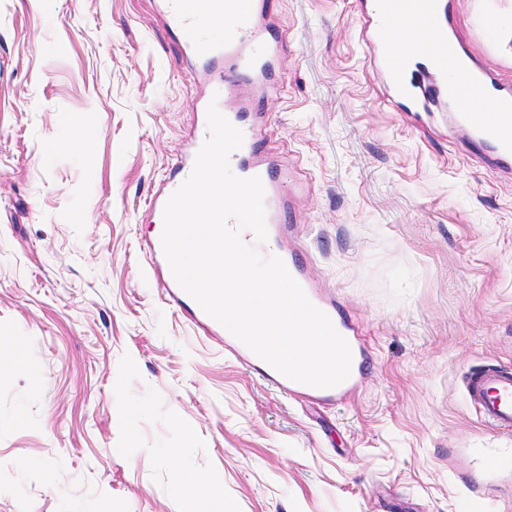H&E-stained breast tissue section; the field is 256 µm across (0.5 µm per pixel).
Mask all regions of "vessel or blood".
<instances>
[{"instance_id":"1","label":"vessel or blood","mask_w":512,"mask_h":512,"mask_svg":"<svg viewBox=\"0 0 512 512\" xmlns=\"http://www.w3.org/2000/svg\"><path fill=\"white\" fill-rule=\"evenodd\" d=\"M169 22L185 37L188 54L202 65V75L217 107L244 135L242 147L229 158L238 177H259L265 190L266 224L284 223L287 199L275 176V165L259 148L263 114L246 113L233 101L242 85L270 83L273 63L282 49L277 31L268 23L266 0H160ZM380 8L365 14L366 46L382 76L383 94L389 105L413 115L416 126L448 120L449 136L465 133L472 147L493 171L512 175V85L500 83L489 72L464 65L448 39L451 14L446 0H380ZM401 32L404 41L389 42V32ZM223 58V71L211 70ZM208 135L199 127L188 149L178 158V177L169 188L177 190L194 167L196 155ZM281 258L309 300L332 321L351 344L349 377L332 388H316L280 378L283 390L318 402L343 400L358 384L364 355L356 347V331L339 313L335 301L317 290L304 271L298 252ZM168 294L176 305L186 306L193 324L213 333L222 325L167 276ZM467 394L485 419L503 432H512V373L485 367L470 373Z\"/></svg>"}]
</instances>
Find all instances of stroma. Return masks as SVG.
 Instances as JSON below:
<instances>
[{
	"label": "stroma",
	"mask_w": 512,
	"mask_h": 512,
	"mask_svg": "<svg viewBox=\"0 0 512 512\" xmlns=\"http://www.w3.org/2000/svg\"><path fill=\"white\" fill-rule=\"evenodd\" d=\"M450 2L462 49L512 84V0ZM269 7L274 81L238 100L268 115L292 205L269 247L302 252L358 331V387L280 391L154 275L149 201L205 91L154 0H0V343L20 355L0 512H191L168 490L182 462L218 483L215 512H512V465H483L512 433L466 392L512 370V178L384 103L359 0Z\"/></svg>",
	"instance_id": "35a3bbf8"
}]
</instances>
